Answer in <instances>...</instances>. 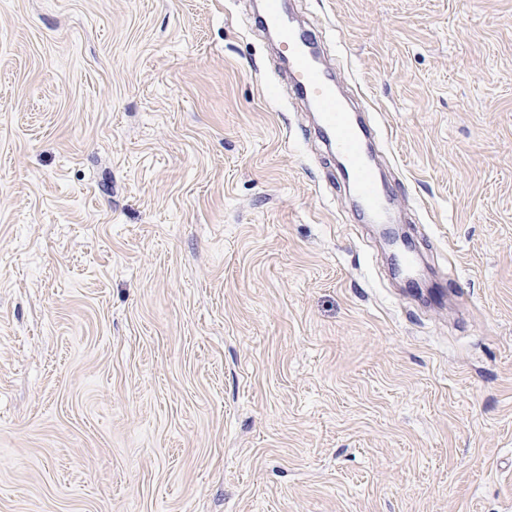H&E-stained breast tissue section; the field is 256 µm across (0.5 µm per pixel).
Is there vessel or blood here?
Returning <instances> with one entry per match:
<instances>
[{
  "label": "vessel or blood",
  "instance_id": "b4317fda",
  "mask_svg": "<svg viewBox=\"0 0 512 512\" xmlns=\"http://www.w3.org/2000/svg\"><path fill=\"white\" fill-rule=\"evenodd\" d=\"M256 21L276 35L278 55L288 63V92L317 112L326 147L336 155L358 204L372 223H386L393 191L378 179L371 162L375 131L340 101L335 78L321 61L316 34L296 25L279 0H268Z\"/></svg>",
  "mask_w": 512,
  "mask_h": 512
}]
</instances>
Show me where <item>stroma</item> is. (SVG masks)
I'll list each match as a JSON object with an SVG mask.
<instances>
[{
	"label": "stroma",
	"instance_id": "35a3bbf8",
	"mask_svg": "<svg viewBox=\"0 0 512 512\" xmlns=\"http://www.w3.org/2000/svg\"><path fill=\"white\" fill-rule=\"evenodd\" d=\"M258 2L0 0V512H512V0H288L441 306ZM278 0L265 2L257 24L273 32L278 56L288 62V92L318 112L322 136L336 154L341 174L368 219L385 224L392 208V186L379 180L371 162L374 129L340 101L331 71L324 66L316 34L296 25Z\"/></svg>",
	"mask_w": 512,
	"mask_h": 512
}]
</instances>
